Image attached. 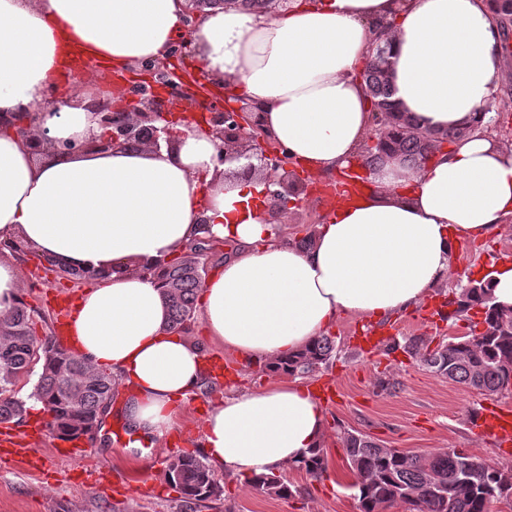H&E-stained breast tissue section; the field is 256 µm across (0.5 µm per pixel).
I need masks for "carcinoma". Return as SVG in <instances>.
<instances>
[{
	"label": "carcinoma",
	"mask_w": 512,
	"mask_h": 512,
	"mask_svg": "<svg viewBox=\"0 0 512 512\" xmlns=\"http://www.w3.org/2000/svg\"><path fill=\"white\" fill-rule=\"evenodd\" d=\"M385 49L376 47V60L365 74L371 111L394 112L391 87L384 69ZM429 131L413 124L394 144L395 153L414 168L424 164L423 139ZM210 244L199 242L190 253L162 268V280L169 307V323L184 330L194 319L196 298L203 286L200 262ZM448 304L456 305L453 315L477 308L482 312L483 330L433 344L416 336L405 344L392 341L386 352L402 350L430 372L469 389L488 395L512 392V309L494 305L484 290L473 283L461 286ZM34 309L21 301L10 315L0 318V423H22L26 403L15 396V386L41 371L29 398L40 401L51 416V437L72 441L98 429L107 412L117 384L107 372L93 370L84 360L62 347L53 334L35 335ZM336 359L335 340L320 336L311 347L280 365L276 372L294 377L313 376ZM346 462L354 474L352 488L360 512H382L394 505L407 512H492L493 505L512 502V467H495L475 455L456 452H411L387 448L356 430L341 436ZM323 451L299 461L294 468L311 478L326 473ZM166 479L178 493L176 512H200L223 498L224 489L213 470L199 455L186 454L168 459ZM255 490L277 497L291 493L277 476H262L249 482Z\"/></svg>",
	"instance_id": "carcinoma-1"
}]
</instances>
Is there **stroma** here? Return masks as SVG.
Segmentation results:
<instances>
[{
    "instance_id": "obj_1",
    "label": "stroma",
    "mask_w": 512,
    "mask_h": 512,
    "mask_svg": "<svg viewBox=\"0 0 512 512\" xmlns=\"http://www.w3.org/2000/svg\"><path fill=\"white\" fill-rule=\"evenodd\" d=\"M339 187L337 177L312 181L300 205L284 227L286 238L303 237L323 223ZM25 272V300L35 308L34 328L44 335L56 327V307L73 301L83 283L43 269L34 251L18 255ZM512 262V223L477 240H462L453 260L454 273L431 292L418 308L397 313L374 324L340 316L328 328L344 352L329 369L310 377L311 385L328 380L341 383L337 399L325 403L327 439L324 452L328 470L318 480L288 468L282 475L291 496L271 497L237 478L220 475L223 500L208 512H359L350 471L338 437L341 429L370 435L390 448L407 451H439L461 448L496 467L512 466V450L503 451L488 436L473 434L470 418L487 402L512 409V394L495 397L467 389L427 371L403 352L367 351L357 341L370 331L402 341L427 336L442 341L468 333L466 319L445 320V303L463 278L487 273L498 264ZM201 345L208 360L221 365L217 387L197 392L178 413L179 429L164 445L148 449L139 457L125 451L113 439L92 436L78 452L54 447L48 436H35L29 443L42 460L35 469L0 463V512H173L175 492L169 487L165 469L168 458L182 452L201 454L203 416L208 406L229 392H248L269 383L272 376L264 365L227 353L211 343L201 318H194L185 332ZM398 381L397 391H380V379Z\"/></svg>"
}]
</instances>
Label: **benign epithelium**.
I'll return each instance as SVG.
<instances>
[{"mask_svg":"<svg viewBox=\"0 0 512 512\" xmlns=\"http://www.w3.org/2000/svg\"><path fill=\"white\" fill-rule=\"evenodd\" d=\"M209 0H192V7L183 18L182 35L169 47L165 58L146 62L140 67V78L130 79L125 86L129 102L126 109L112 107L102 99L95 104L103 136L82 144L63 143L54 147L60 156L87 150L108 151L116 146L156 149L160 141H168L177 133V126L204 124L206 131L217 142L216 164L244 158L247 163L242 175L264 174L263 198L271 217L292 204V199L304 190L303 179L297 174L285 148L273 142L264 130L261 113L238 102L229 94L211 98L209 115L198 120L188 112L170 111L171 99L188 101L187 109L196 105L200 96L198 85L202 77L190 78L182 68L187 54L186 35L192 33L200 20L201 7Z\"/></svg>","mask_w":512,"mask_h":512,"instance_id":"1","label":"benign epithelium"}]
</instances>
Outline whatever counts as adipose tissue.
I'll return each mask as SVG.
<instances>
[{"mask_svg": "<svg viewBox=\"0 0 512 512\" xmlns=\"http://www.w3.org/2000/svg\"><path fill=\"white\" fill-rule=\"evenodd\" d=\"M187 0H0V242L20 240L84 273L69 324L75 355L131 387L122 416L136 447L177 428L206 356L169 330L154 271L208 234L233 248L199 297L213 341L252 362L310 346L339 316L381 322L421 304L453 273L467 237L512 222V148L484 128L503 97L502 32L490 0H290L274 14L239 0L207 6L190 35L212 82L262 113L265 129L311 176L349 167L375 129L359 65L382 45L393 99L432 132L460 130L423 168L395 155L371 188L340 203L302 249L280 237L288 212L268 218L262 177L224 178L217 146L181 128L160 150L119 147L35 154L7 125L31 120L53 144L103 135L93 106L99 73L58 113L39 111L55 87L61 49L134 68L164 58ZM325 413L300 382L229 393L210 406L201 446L211 468L243 480L272 475L323 447Z\"/></svg>", "mask_w": 512, "mask_h": 512, "instance_id": "adipose-tissue-1", "label": "adipose tissue"}]
</instances>
